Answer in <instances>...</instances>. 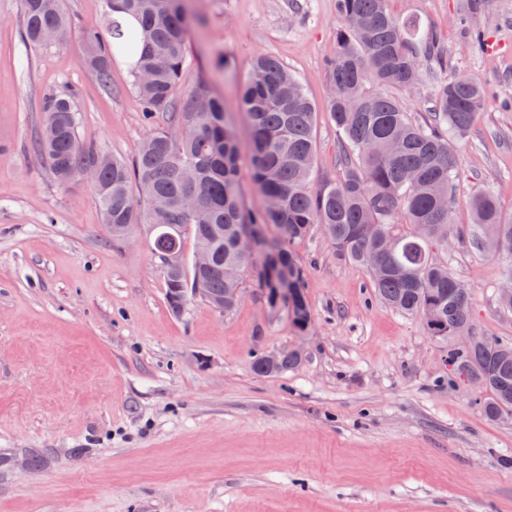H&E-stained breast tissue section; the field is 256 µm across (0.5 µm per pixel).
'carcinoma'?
<instances>
[{
  "mask_svg": "<svg viewBox=\"0 0 512 512\" xmlns=\"http://www.w3.org/2000/svg\"><path fill=\"white\" fill-rule=\"evenodd\" d=\"M185 2L107 0L101 25L110 40L105 41L96 27L75 30L62 0H22L28 45L47 47L63 31L79 32L83 66L106 84L112 57L126 59L145 120L152 124L169 113L177 127L175 132L152 128L145 138L152 150L139 147L129 162L83 146L75 90L48 93L34 150L58 184L67 185L82 168L95 165L98 182L92 188L112 237H128L136 225L148 224L154 231L152 251L169 244L181 252L189 230L195 249L211 253L204 271L194 269L191 260L179 270H163L165 299L176 316L190 303L191 288L224 300L226 313L239 305L243 277L229 279L225 270L247 268L237 240L248 229L255 257L269 261L266 287L288 289V320L300 334L309 330L311 312L303 271L288 245L319 227L346 261L362 266L367 253L379 254L383 264L370 274L375 296L402 313L423 316L428 335L448 345L452 374L481 376L490 392L483 404L487 419L512 412V344L464 335L471 321L469 288L433 252L453 235L457 139L482 111L484 86L475 80L461 84L455 75L440 79L425 120L412 119L398 93L421 82L422 59L447 70L436 41L420 24L395 18L387 0H336V48L324 75L330 91L326 111L340 137L342 176L311 185L317 107L280 60L258 56L241 85L239 116L249 135L254 185L272 205L250 211L237 179L236 115L225 111L223 97L206 82L181 102L174 97L188 36L198 20ZM118 15L133 17L137 26L120 25ZM187 196L197 199L191 212L182 208ZM470 210L481 246L511 256L512 215L503 214L495 195L475 196ZM300 359L299 351H284L273 364L258 357L254 367L273 375Z\"/></svg>",
  "mask_w": 512,
  "mask_h": 512,
  "instance_id": "cac0c4a2",
  "label": "carcinoma"
}]
</instances>
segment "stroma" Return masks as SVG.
Listing matches in <instances>:
<instances>
[{
    "mask_svg": "<svg viewBox=\"0 0 512 512\" xmlns=\"http://www.w3.org/2000/svg\"><path fill=\"white\" fill-rule=\"evenodd\" d=\"M387 7L426 22L449 72L488 91L435 257L469 288L473 335L512 343V262L477 245L469 211L489 189L512 214V0ZM337 24L336 0H203L174 96L211 79L239 111V79L271 55L324 104ZM22 25L21 0H0V512H512V419L486 420L487 391L452 379L421 317L379 302L321 231L289 246L307 335L251 275L233 312L197 300L174 316L149 225L112 239L86 178L59 185L31 147L43 95L72 87L81 142L133 158L150 127L127 65L102 84L79 42L36 49ZM219 53L236 80L216 73ZM338 155L319 113L314 185L340 178ZM293 349L294 368L255 372L257 356Z\"/></svg>",
    "mask_w": 512,
    "mask_h": 512,
    "instance_id": "stroma-1",
    "label": "stroma"
}]
</instances>
